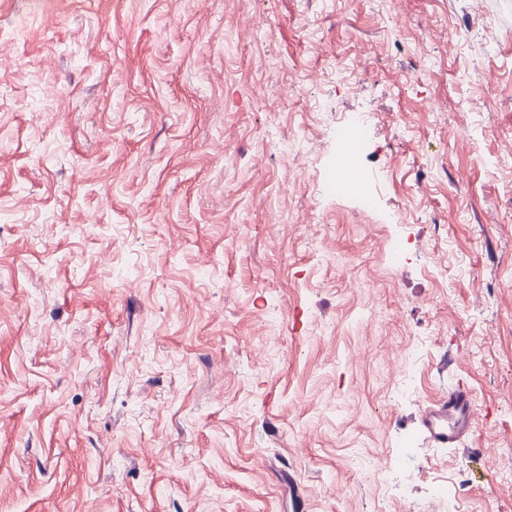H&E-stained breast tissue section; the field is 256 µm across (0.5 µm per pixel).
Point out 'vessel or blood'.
<instances>
[{
	"instance_id": "obj_1",
	"label": "vessel or blood",
	"mask_w": 512,
	"mask_h": 512,
	"mask_svg": "<svg viewBox=\"0 0 512 512\" xmlns=\"http://www.w3.org/2000/svg\"><path fill=\"white\" fill-rule=\"evenodd\" d=\"M473 392L465 386L448 391L427 406L419 422L430 441L439 448H456L477 428Z\"/></svg>"
}]
</instances>
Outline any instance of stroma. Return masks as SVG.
Instances as JSON below:
<instances>
[{
	"label": "stroma",
	"mask_w": 512,
	"mask_h": 512,
	"mask_svg": "<svg viewBox=\"0 0 512 512\" xmlns=\"http://www.w3.org/2000/svg\"><path fill=\"white\" fill-rule=\"evenodd\" d=\"M443 484L512 512V0H0V512ZM473 392L458 386L427 406L419 422L430 441L439 448H458L477 428Z\"/></svg>",
	"instance_id": "35a3bbf8"
}]
</instances>
